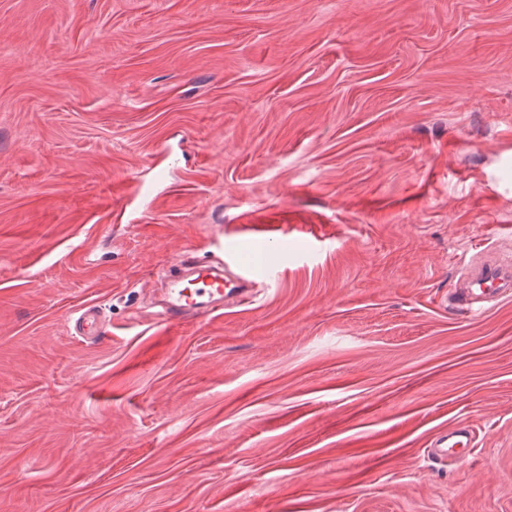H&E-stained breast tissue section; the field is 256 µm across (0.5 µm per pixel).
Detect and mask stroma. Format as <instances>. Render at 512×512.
Listing matches in <instances>:
<instances>
[{"label":"stroma","instance_id":"35a3bbf8","mask_svg":"<svg viewBox=\"0 0 512 512\" xmlns=\"http://www.w3.org/2000/svg\"><path fill=\"white\" fill-rule=\"evenodd\" d=\"M477 242L512 250V0H0V512H512ZM229 248L251 302L161 321ZM101 327L102 323L95 308L86 307L76 319L74 329L77 336H95ZM469 439L470 433L466 428H448V433H444L437 437L433 442L431 455L434 458H448V450L450 448L465 447L467 446Z\"/></svg>","mask_w":512,"mask_h":512}]
</instances>
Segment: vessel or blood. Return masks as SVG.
I'll return each mask as SVG.
<instances>
[{
  "label": "vessel or blood",
  "mask_w": 512,
  "mask_h": 512,
  "mask_svg": "<svg viewBox=\"0 0 512 512\" xmlns=\"http://www.w3.org/2000/svg\"><path fill=\"white\" fill-rule=\"evenodd\" d=\"M224 273L216 271L185 286L181 277H172L165 292L161 314L168 321H180L201 312H214L224 307ZM512 294V256L477 248L462 264V283L457 303L467 311L483 312L485 305ZM102 323L95 308H83L75 321L79 336L96 335ZM470 433L463 427L449 428L432 444L431 455L447 457L449 449L463 446Z\"/></svg>",
  "instance_id": "b4317fda"
}]
</instances>
